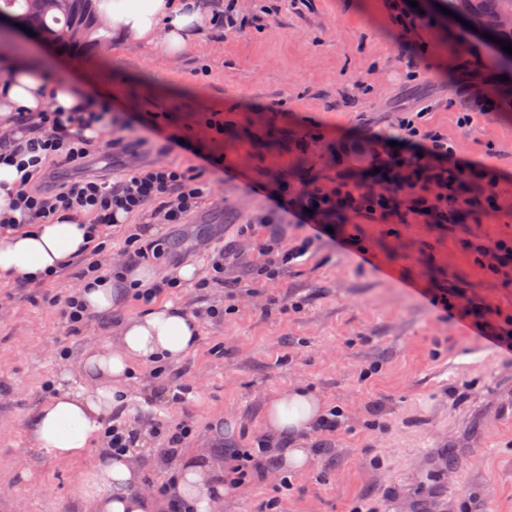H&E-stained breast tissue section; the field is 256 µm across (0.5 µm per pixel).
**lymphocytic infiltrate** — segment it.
<instances>
[{"instance_id":"1","label":"lymphocytic infiltrate","mask_w":512,"mask_h":512,"mask_svg":"<svg viewBox=\"0 0 512 512\" xmlns=\"http://www.w3.org/2000/svg\"><path fill=\"white\" fill-rule=\"evenodd\" d=\"M495 82L493 69L477 64L463 66L459 77L461 92L484 112H498L504 107L488 92ZM424 116L420 110L402 117L393 134L366 141L362 149L368 162L362 170L344 167L330 179L312 176L297 188L287 181L275 180L267 191L270 207L261 216V223H274L279 213H289L299 223L312 225L317 235L333 233L340 245L352 249L356 240L341 229L352 218L371 223L453 226L462 223L474 207L495 209L498 198L492 190L494 177L478 168L459 165L447 136L421 125ZM40 123L43 134L29 136L13 146L12 157L21 174V215L1 220L0 234L49 223L62 213L88 219L93 246L79 255L80 269L71 279L64 299L50 304L52 314L69 330L76 331L87 321V313L79 303L81 290L89 279L108 274L102 256L110 244L113 227L120 225V216L130 217L151 207L164 226L187 224L207 190L203 170L214 166L216 160L204 141L190 139L183 143L177 133L171 132L166 134V141L196 153L198 165H132L115 181L83 175L79 169L91 154L90 142L69 134L57 113H42ZM312 244L309 238L290 248L282 246L280 240L271 241L264 248L266 261L249 267L250 278L278 277L289 264L306 256ZM205 256L209 275L199 280V287L225 284L226 310H237L239 302L250 296V289L234 280L225 281L224 250L209 249ZM223 311L212 309L208 315L218 318ZM270 448V439L260 438L252 447L228 449L232 464L224 472L225 482L236 488L261 481L271 463Z\"/></svg>"}]
</instances>
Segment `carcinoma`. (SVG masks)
<instances>
[{"instance_id": "carcinoma-1", "label": "carcinoma", "mask_w": 512, "mask_h": 512, "mask_svg": "<svg viewBox=\"0 0 512 512\" xmlns=\"http://www.w3.org/2000/svg\"><path fill=\"white\" fill-rule=\"evenodd\" d=\"M512 0H451L454 11L466 19L481 18L494 29L498 37L512 44V26L499 25V16L505 2ZM94 0H54V6L33 12L28 0H0V12L4 11L22 20L32 31L47 40L55 39L70 25L84 24L93 12ZM105 41L98 30L88 32L80 41H70L64 46L71 50L91 48Z\"/></svg>"}]
</instances>
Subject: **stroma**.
Listing matches in <instances>:
<instances>
[{"label":"stroma","mask_w":512,"mask_h":512,"mask_svg":"<svg viewBox=\"0 0 512 512\" xmlns=\"http://www.w3.org/2000/svg\"><path fill=\"white\" fill-rule=\"evenodd\" d=\"M429 26L418 43L399 40L384 0H308L265 16L259 27L223 36L204 33L179 60L156 57L108 41L85 53L51 52L49 80L65 77L79 92L110 96L125 121V161L168 158L196 165L187 152L165 154L162 143L143 147L148 113L162 112L169 129L194 133L199 112L224 114L216 144L224 161L247 169L252 181L282 176L299 184L305 174L333 173L339 145L362 142L365 124L390 131L406 110L426 108L425 125L447 134L458 158L497 179L500 204L467 216L454 230L424 224H368L354 219L374 256L341 249L324 238L280 277L256 282V294L222 322L203 318L223 306L224 289L186 285L169 303L201 314L196 348L172 364L183 380L202 386L173 420L190 418L194 447L247 448L264 436L263 408L274 393L296 383L339 406L345 427L331 440L330 457L314 455L308 468L280 485L276 468L264 481L224 497L222 512H261L271 498L284 512H512V351L478 335L471 318L433 307L424 288L450 283L468 298L512 318V280L480 262L476 244L512 241V111L471 112L452 84L459 18L442 12L448 0H425ZM209 74L196 78L200 65ZM417 80L403 85L400 71ZM368 84L358 93L354 82ZM472 121L461 124L463 113ZM200 213L216 217L211 241L236 246L224 275H243L260 261L270 237L295 243L305 225L253 224L269 202L241 182L207 170ZM27 287L0 279V512H93L81 495L91 457L61 462L32 452L27 427L46 400L44 380L63 363L77 364L91 346L111 342L122 317L144 312L128 300L108 316H92L79 332L47 316L52 299L71 279ZM301 312H291L294 301ZM384 404L372 414L373 401ZM484 471L470 475L473 450Z\"/></svg>","instance_id":"obj_1"}]
</instances>
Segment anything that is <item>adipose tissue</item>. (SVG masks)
<instances>
[{
    "instance_id": "adipose-tissue-1",
    "label": "adipose tissue",
    "mask_w": 512,
    "mask_h": 512,
    "mask_svg": "<svg viewBox=\"0 0 512 512\" xmlns=\"http://www.w3.org/2000/svg\"><path fill=\"white\" fill-rule=\"evenodd\" d=\"M222 0L208 7L201 0H98L97 11L113 38L130 47L151 49L156 56L174 59L189 51L213 23ZM0 77V137L11 141L19 128L40 129V115L57 112L70 132L99 141L100 123L83 114L80 93L61 78L47 83L26 58L7 57ZM83 218L65 215L28 231L0 235V278H34L90 249ZM119 277H109L81 294L88 312L104 314L123 306L132 283L149 286L157 279L147 265L119 264ZM198 319L170 303L120 321L111 344L86 352L80 382L69 374L60 380L48 400L36 411L31 433L39 451L57 460L72 461L93 455L94 463L82 477L80 492L93 512H157L154 497L141 488V472L134 455H118L103 447L104 425L125 402L126 385L135 367L161 361L175 362L198 343ZM316 394L300 385L270 398L264 427L271 437L287 440L276 454L284 467L300 470L312 459L301 436L325 415ZM224 477L208 450L195 451L180 463L170 493L192 512H220Z\"/></svg>"
}]
</instances>
